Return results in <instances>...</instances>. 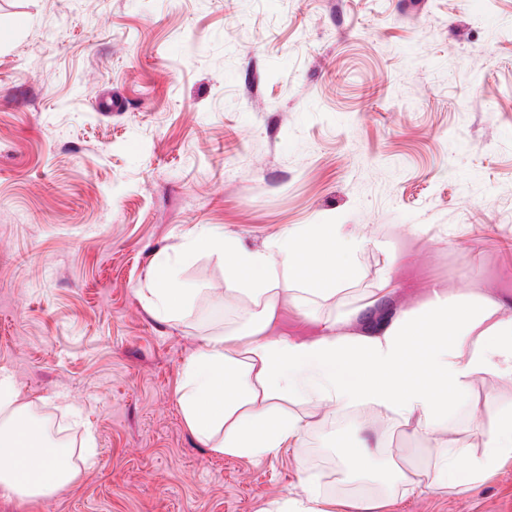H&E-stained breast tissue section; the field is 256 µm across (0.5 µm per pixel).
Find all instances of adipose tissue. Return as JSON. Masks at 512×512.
Instances as JSON below:
<instances>
[{"label": "adipose tissue", "mask_w": 512, "mask_h": 512, "mask_svg": "<svg viewBox=\"0 0 512 512\" xmlns=\"http://www.w3.org/2000/svg\"><path fill=\"white\" fill-rule=\"evenodd\" d=\"M346 224H304L251 248L239 238L199 227L183 243L184 255L213 253L224 280L251 297L253 316L233 334L204 337L182 368L179 405L190 430L218 454L263 458L299 447L308 423L283 409L286 401L340 414L373 410L410 425L416 441L448 425V415L478 376L512 384V299L470 289H433L429 300L367 334L344 325L394 285L384 275L373 297L340 309L319 336L275 334L282 299L300 293L336 295L356 275L362 247ZM155 313L173 318L186 302L174 260L156 258L147 285ZM14 386L0 379V491L36 499L74 474L64 446L35 449L34 426L23 418ZM484 451L474 454L448 437L435 455L436 484L459 495L481 484L512 459V409L482 428Z\"/></svg>", "instance_id": "adipose-tissue-1"}]
</instances>
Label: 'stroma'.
<instances>
[{"instance_id": "1", "label": "stroma", "mask_w": 512, "mask_h": 512, "mask_svg": "<svg viewBox=\"0 0 512 512\" xmlns=\"http://www.w3.org/2000/svg\"><path fill=\"white\" fill-rule=\"evenodd\" d=\"M327 223L370 245L344 292L284 304L281 333L318 336L388 272L347 331L436 286L512 295V0H0V377L39 424L96 444L0 512H261L307 475L332 512H512V461L457 497L389 481L437 449L371 412L386 446L360 464L358 426L309 405L301 447L275 457L215 454L186 425L185 361L254 309L217 256L180 257L188 232L255 247ZM162 251L189 290L168 321L140 294ZM511 405L482 376L450 422L479 448L474 422Z\"/></svg>"}]
</instances>
